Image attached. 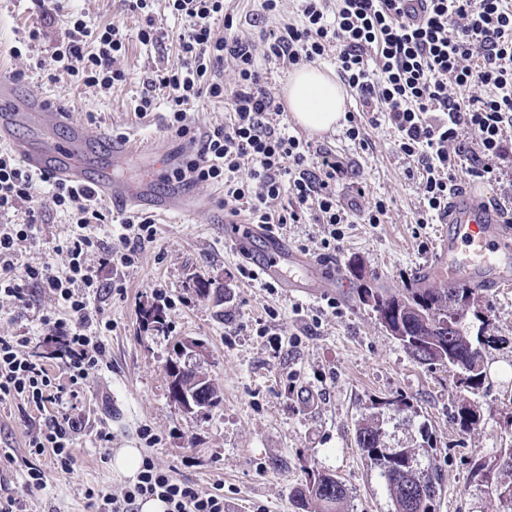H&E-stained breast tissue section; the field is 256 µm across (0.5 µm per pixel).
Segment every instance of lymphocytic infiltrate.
<instances>
[{
    "label": "lymphocytic infiltrate",
    "mask_w": 512,
    "mask_h": 512,
    "mask_svg": "<svg viewBox=\"0 0 512 512\" xmlns=\"http://www.w3.org/2000/svg\"><path fill=\"white\" fill-rule=\"evenodd\" d=\"M301 21L265 32L262 49L233 36L232 17L224 0H168L174 16L184 23L180 66L156 70L150 94L140 99L138 112H148L154 91L164 92L168 128L197 144L194 158L167 172L168 180L191 179L224 187V206L232 214L246 213L249 223L266 229L306 221L323 226L322 249H334L342 239L351 212L336 194L343 167L331 153L282 131L271 114L283 109L259 71L256 58L292 65L315 64L334 54L336 72L364 104H375L372 124L388 123L397 146L422 169L425 214L448 210L457 172L491 179L493 161L512 162V0H426L425 15L415 26L406 24L402 0H338L335 15H327L323 0H300ZM223 17L225 34L213 26ZM120 25L94 27L74 18L55 61L85 84L110 88L123 81L114 69L125 49ZM233 59L231 82L217 79L215 69ZM467 89L468 97L458 96ZM203 97L224 101L229 117L223 125L199 131L187 122V112ZM468 130L479 151L470 154L459 138ZM42 178L28 172L14 154L0 150V214L24 210L20 224H0V294L26 306L29 288L48 291L58 311L41 321L66 348L63 372L67 385L56 384L46 368L27 350V336L0 337V403L20 400L45 410L43 424L29 436L31 456L51 452L57 469L70 471L74 437L80 418L65 408L67 387L78 388L104 361L102 340L111 321L93 312L88 297L105 290L123 294L122 272L137 263L140 251L156 237L150 218L130 213L118 229V243L102 250L94 225L105 215L88 190L67 183L43 189ZM45 190L42 209L32 208L38 190ZM72 210L73 234L55 250L67 258L65 270L51 264L14 263L18 247L36 242L43 209ZM112 266L115 276L104 284L88 263L91 253ZM92 512H138L141 500L160 499L165 512H226L224 496L200 492L177 479L152 456H144L136 476L121 494L88 491Z\"/></svg>",
    "instance_id": "obj_1"
}]
</instances>
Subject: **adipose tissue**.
<instances>
[{"label": "adipose tissue", "instance_id": "1", "mask_svg": "<svg viewBox=\"0 0 512 512\" xmlns=\"http://www.w3.org/2000/svg\"><path fill=\"white\" fill-rule=\"evenodd\" d=\"M287 99L296 121L312 132L329 130L344 117L345 93L341 84L330 72L313 65L293 73Z\"/></svg>", "mask_w": 512, "mask_h": 512}]
</instances>
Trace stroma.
I'll return each mask as SVG.
<instances>
[{"instance_id": "obj_1", "label": "stroma", "mask_w": 512, "mask_h": 512, "mask_svg": "<svg viewBox=\"0 0 512 512\" xmlns=\"http://www.w3.org/2000/svg\"><path fill=\"white\" fill-rule=\"evenodd\" d=\"M224 12L233 18V34L252 41L262 29L301 20L298 0H281L273 16L265 15L260 0H224ZM79 15L93 26L120 24L128 34L126 51L115 62L125 79L110 89L77 81L54 60ZM149 21L157 39L145 45L136 33ZM179 32L167 0H151L144 12L130 11L126 0H63L50 15L39 0H0V80L11 83L20 100L47 97L92 129L153 142L157 153L178 166L194 147L168 129L163 98H155L150 112L136 107L154 70L179 64ZM345 109L361 119L362 142L346 137L342 123L313 133L291 113L280 121L342 163L343 204L358 203L361 186L367 199L387 206L382 223L344 225L343 239L327 256L311 241L315 225L291 224L282 232L290 246L307 249L334 271L348 292L307 299L242 279L241 259L224 239L222 186L191 183L199 201L184 216L143 208L156 225V239L126 270L125 294L105 292L90 300L113 328L104 338L102 367L69 400L71 414L87 421L75 440L72 469L60 471L50 455L40 456L36 463L46 486L27 491V432L40 414L13 402L0 404V448L14 457L0 461V497L23 498L27 512H90L87 490L118 494L128 482L112 468L114 449L136 448L202 492L223 490L226 512H300L294 488L322 471L335 473L348 489L341 512H393L383 479L357 445L356 422L380 401L401 395L410 407L388 418L384 442L391 448L419 446V429L427 427L429 455L441 476L438 512H512L490 492L504 478L495 459L512 448V287L483 294L486 332L499 342L485 350L487 379L479 393L467 395L453 370L410 358L372 307L359 302L354 287L364 279L403 288L434 262L446 226L436 219L423 223L421 175L397 149L393 129L373 125L354 93H347ZM42 216L39 242L21 246L17 261L64 270L67 260L53 246L72 235L71 216L51 209ZM196 275L211 281L214 293L198 295L192 286ZM162 291L171 296L170 304L159 299ZM54 307L53 298L37 288L23 310L1 297L0 336L30 337V350L63 384L57 340L40 321ZM155 307L165 315L161 331L144 323L145 311ZM186 338L204 345L200 366L219 386L217 403L193 414L181 412L168 393V365ZM466 398L481 414L468 431L452 419ZM102 427L111 434L105 444L96 436ZM145 427L159 436L155 447L141 440Z\"/></svg>"}]
</instances>
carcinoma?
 <instances>
[{"mask_svg": "<svg viewBox=\"0 0 512 512\" xmlns=\"http://www.w3.org/2000/svg\"><path fill=\"white\" fill-rule=\"evenodd\" d=\"M357 297L361 302L373 301L378 320L386 329L396 331L411 340L402 343L406 352L421 362L416 354L414 341L430 342L438 346L434 356L424 361L426 365L456 366L460 353H465L466 382L464 388L473 393L485 381L484 352H470L473 342L470 334L468 313H473L482 324L479 306L482 296L479 289L446 280L429 278L421 273L405 287L393 291L369 283L357 285ZM453 337H448V332ZM473 408L467 403L458 407L454 421L462 430L476 425ZM385 431L379 417L371 414L357 423V442L370 465L379 470L384 480L394 512H436L441 478L432 465H421L418 448H386L382 444ZM348 489L332 472L322 471L294 490V496L303 509L312 512H339L347 499Z\"/></svg>", "mask_w": 512, "mask_h": 512, "instance_id": "carcinoma-1", "label": "carcinoma"}]
</instances>
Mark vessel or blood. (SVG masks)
<instances>
[{
  "mask_svg": "<svg viewBox=\"0 0 512 512\" xmlns=\"http://www.w3.org/2000/svg\"><path fill=\"white\" fill-rule=\"evenodd\" d=\"M20 122L41 131L61 125L68 128L69 136L36 150L27 142L13 138L12 129ZM0 144L11 147L36 173L55 181L91 186L98 195L111 199L118 206L149 205L174 213H185L194 207L193 201L180 190L174 189L165 195L153 193L147 180L115 181L107 174L91 178L88 170L92 147L108 150L113 160L124 161L136 154H150L152 145L143 144L134 149L128 138L90 132L67 113L45 109L35 100H17L12 87L2 81ZM500 213L498 205L481 200L477 187H465L452 194L448 201V233L439 241V254L430 264V271L457 283L480 280L500 286L511 282L512 269L503 266L499 252L512 245V226L501 222ZM252 234V226L240 223L235 216H225L224 237L237 251H244ZM270 240V249L256 261L266 283L308 297L333 286L334 276L325 274L314 259L288 247L279 235H271Z\"/></svg>",
  "mask_w": 512,
  "mask_h": 512,
  "instance_id": "obj_1",
  "label": "vessel or blood"
}]
</instances>
